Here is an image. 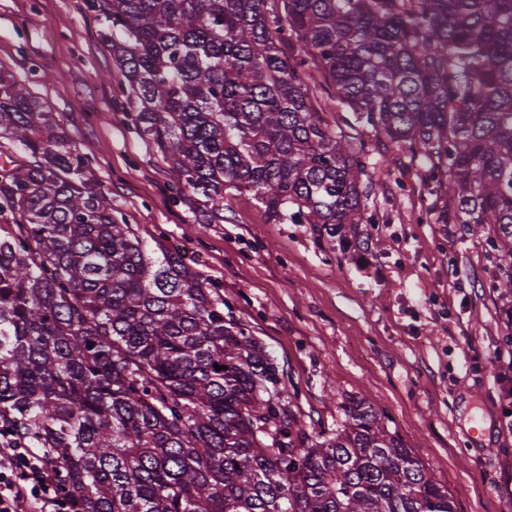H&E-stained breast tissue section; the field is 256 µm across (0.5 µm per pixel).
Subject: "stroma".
<instances>
[{
  "label": "stroma",
  "mask_w": 512,
  "mask_h": 512,
  "mask_svg": "<svg viewBox=\"0 0 512 512\" xmlns=\"http://www.w3.org/2000/svg\"><path fill=\"white\" fill-rule=\"evenodd\" d=\"M85 0H0V64L55 112L95 179L149 248L181 253L222 288L233 316L282 368L310 437L370 402L445 485L456 512H512V343L482 234L427 209L416 163L393 148L342 252L309 224L273 223L250 193L223 215L173 188L124 115L130 104ZM483 431L471 430V417Z\"/></svg>",
  "instance_id": "35a3bbf8"
}]
</instances>
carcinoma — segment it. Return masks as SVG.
I'll return each instance as SVG.
<instances>
[{"instance_id": "cac0c4a2", "label": "carcinoma", "mask_w": 512, "mask_h": 512, "mask_svg": "<svg viewBox=\"0 0 512 512\" xmlns=\"http://www.w3.org/2000/svg\"><path fill=\"white\" fill-rule=\"evenodd\" d=\"M173 187L343 252L373 149L311 97L423 160L430 213L487 228L512 297V0H85ZM295 43L284 55L281 45ZM0 430L38 448L61 512H456L364 402L311 440L224 296L155 255L55 113L0 65ZM222 366L218 371L215 365Z\"/></svg>"}]
</instances>
